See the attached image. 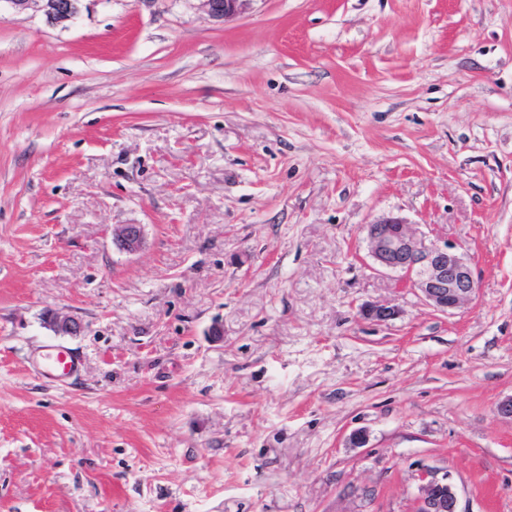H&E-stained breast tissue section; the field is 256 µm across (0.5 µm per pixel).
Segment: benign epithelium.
Instances as JSON below:
<instances>
[{
	"label": "benign epithelium",
	"mask_w": 512,
	"mask_h": 512,
	"mask_svg": "<svg viewBox=\"0 0 512 512\" xmlns=\"http://www.w3.org/2000/svg\"><path fill=\"white\" fill-rule=\"evenodd\" d=\"M82 0H0L14 12L35 8L54 23L75 19ZM207 15L222 22L242 13L250 0H203ZM370 268L376 272H393L397 281L419 291L423 301L441 313L451 312L471 301L475 294V270L457 245L429 241L411 231L399 217H385L365 225ZM112 241L127 253L137 252L144 243L141 224H118L112 231ZM362 319L387 324L400 314L398 305L386 301L363 305ZM43 323L58 336H77L81 322L59 310H49ZM418 495L413 512H459L458 498L448 483V476L433 469H423L417 476Z\"/></svg>",
	"instance_id": "1"
}]
</instances>
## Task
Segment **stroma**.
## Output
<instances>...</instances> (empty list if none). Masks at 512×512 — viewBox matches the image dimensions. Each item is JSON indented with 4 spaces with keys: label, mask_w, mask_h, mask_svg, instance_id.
<instances>
[{
    "label": "stroma",
    "mask_w": 512,
    "mask_h": 512,
    "mask_svg": "<svg viewBox=\"0 0 512 512\" xmlns=\"http://www.w3.org/2000/svg\"><path fill=\"white\" fill-rule=\"evenodd\" d=\"M388 214L462 245L472 301L368 267ZM510 397L512 0L0 15V512H412L424 468L512 512ZM112 241L122 251L135 253L144 243V227L140 224H117L112 231ZM359 313L362 319L381 325L388 324L396 319L400 314V308L391 301H386L383 303L362 305L359 309ZM43 323L57 336H77L82 331L78 319L59 310H48L43 316ZM30 365L41 376L64 383L79 371L81 360L70 348L55 343L37 347L30 356Z\"/></svg>",
    "instance_id": "obj_1"
}]
</instances>
